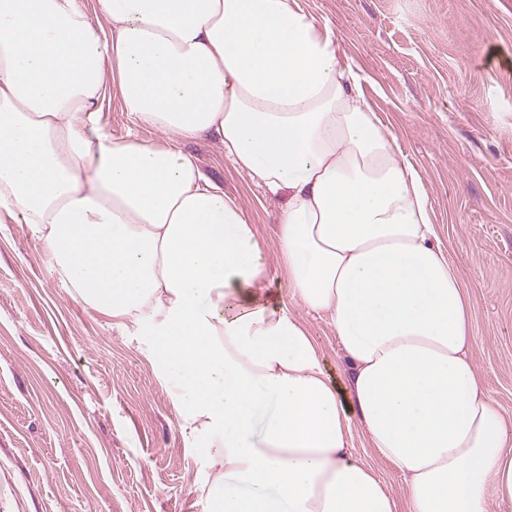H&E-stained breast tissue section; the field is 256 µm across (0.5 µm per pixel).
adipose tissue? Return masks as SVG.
<instances>
[{
    "instance_id": "obj_1",
    "label": "adipose tissue",
    "mask_w": 512,
    "mask_h": 512,
    "mask_svg": "<svg viewBox=\"0 0 512 512\" xmlns=\"http://www.w3.org/2000/svg\"><path fill=\"white\" fill-rule=\"evenodd\" d=\"M0 0V223L148 338L203 442L211 512H512V427L473 361L469 300L420 178L334 32L300 0ZM163 143L112 138L107 96ZM215 139L281 199L267 246L183 145ZM327 316L341 378L293 306ZM351 443L356 458L371 468L386 486L395 501L396 512H405V487L399 472L375 455L369 448L367 438L359 426H354L352 429Z\"/></svg>"
}]
</instances>
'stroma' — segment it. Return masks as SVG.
<instances>
[{
  "label": "stroma",
  "mask_w": 512,
  "mask_h": 512,
  "mask_svg": "<svg viewBox=\"0 0 512 512\" xmlns=\"http://www.w3.org/2000/svg\"><path fill=\"white\" fill-rule=\"evenodd\" d=\"M359 67L398 153L419 175L465 285L471 354L512 420V0H303ZM265 241L279 201L214 141L186 142ZM331 375L339 343L295 307ZM356 458L405 512L398 471L353 428ZM199 443L178 428L147 339L75 297L29 225L0 223V512H207Z\"/></svg>",
  "instance_id": "stroma-1"
}]
</instances>
